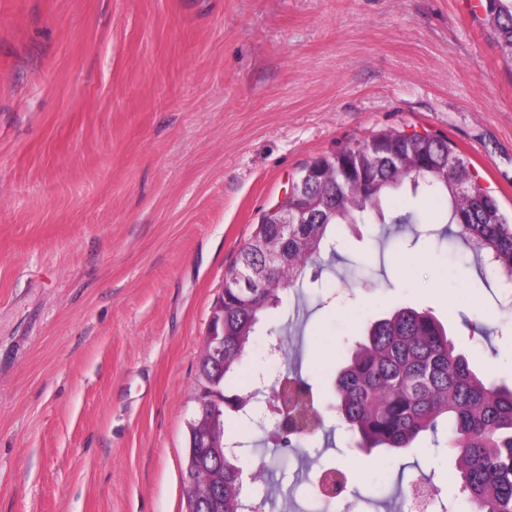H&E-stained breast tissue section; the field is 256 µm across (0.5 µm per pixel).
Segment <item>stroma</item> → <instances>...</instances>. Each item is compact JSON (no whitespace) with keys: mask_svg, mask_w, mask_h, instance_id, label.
<instances>
[{"mask_svg":"<svg viewBox=\"0 0 512 512\" xmlns=\"http://www.w3.org/2000/svg\"><path fill=\"white\" fill-rule=\"evenodd\" d=\"M396 128L445 136L512 212V65L470 0H0V512H183L186 422L224 273L312 158ZM335 262L262 320L236 382L301 376L323 427L264 512H463L445 445L366 455L328 408L360 328L427 309L512 382V312L438 204ZM362 261L358 275L349 261ZM288 359L269 356L283 334Z\"/></svg>","mask_w":512,"mask_h":512,"instance_id":"stroma-1","label":"stroma"}]
</instances>
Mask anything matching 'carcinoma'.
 Instances as JSON below:
<instances>
[{"instance_id":"carcinoma-1","label":"carcinoma","mask_w":512,"mask_h":512,"mask_svg":"<svg viewBox=\"0 0 512 512\" xmlns=\"http://www.w3.org/2000/svg\"><path fill=\"white\" fill-rule=\"evenodd\" d=\"M486 21L500 53L512 61V0H489ZM394 152L405 154L408 165H389ZM303 170L313 173L304 194L321 215L312 224L299 225L288 238L284 286L267 289L255 309L248 306L250 295L234 286L239 268L262 261L261 243L276 233L274 224L257 225L225 273L224 369L216 389L224 399L226 441L234 439L228 422L243 418L251 405V394L233 388L262 315L305 278L319 281L324 255L336 258V226L354 228L371 219L400 229L417 223L410 211H392V202L402 194L445 199L446 212L433 220L443 225L439 238L458 239L490 268L496 282L512 283V221L448 138L379 130L315 158ZM460 180L469 186L465 197L456 191ZM332 393L331 408L368 454L412 449L425 433L446 425L467 512H512V385L479 376L431 312L401 307L367 322L336 372ZM320 419L312 407L310 431L288 430L275 448L288 449L315 436L322 428ZM241 464L238 456L224 457V512H239Z\"/></svg>"}]
</instances>
